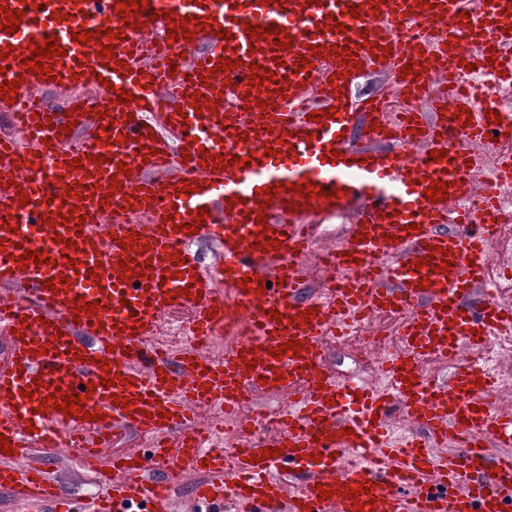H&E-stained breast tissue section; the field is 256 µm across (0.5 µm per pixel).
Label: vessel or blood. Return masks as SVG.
Segmentation results:
<instances>
[{
    "label": "vessel or blood",
    "mask_w": 512,
    "mask_h": 512,
    "mask_svg": "<svg viewBox=\"0 0 512 512\" xmlns=\"http://www.w3.org/2000/svg\"><path fill=\"white\" fill-rule=\"evenodd\" d=\"M120 3L6 0L21 12L11 34L0 14V85L18 84L0 99V434L14 449L0 452V489L27 512H83L29 461L56 457L63 433L101 490L94 512H173L176 481L195 484L201 512H512V411L494 404L496 375L460 358L512 332V299L486 288L489 265L512 269L498 239L512 191V0H148L129 16ZM359 4L373 14L352 16ZM250 25L274 34L248 37ZM49 40L65 49L52 75L28 73ZM227 60L235 69L219 70ZM256 64L275 77L253 92ZM368 74L384 91L357 97ZM48 89L58 106L42 104ZM122 90L132 101L118 103ZM434 182L445 201L426 199ZM339 214L343 234L320 242L318 225ZM201 240L214 246L207 267L192 253ZM27 249L44 264L21 266ZM130 256L153 278L120 279ZM319 257L325 286L304 295ZM232 307L251 338L207 353ZM396 308L406 322L376 383L325 368L339 332ZM179 309L196 344L176 351L164 327ZM292 339L297 356H273ZM440 358L452 371L429 375ZM108 369L123 383L102 385ZM85 385L82 412L44 407L51 389ZM249 391L282 399L276 433L225 452V429L247 427ZM131 436L147 448L124 447Z\"/></svg>",
    "instance_id": "obj_1"
}]
</instances>
